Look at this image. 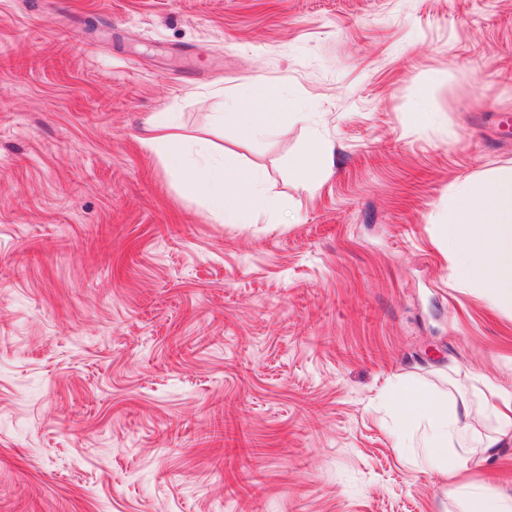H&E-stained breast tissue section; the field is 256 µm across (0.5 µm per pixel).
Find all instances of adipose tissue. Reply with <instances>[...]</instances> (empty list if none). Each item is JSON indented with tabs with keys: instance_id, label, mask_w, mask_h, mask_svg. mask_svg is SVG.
Masks as SVG:
<instances>
[{
	"instance_id": "adipose-tissue-1",
	"label": "adipose tissue",
	"mask_w": 512,
	"mask_h": 512,
	"mask_svg": "<svg viewBox=\"0 0 512 512\" xmlns=\"http://www.w3.org/2000/svg\"><path fill=\"white\" fill-rule=\"evenodd\" d=\"M238 98L239 109L229 118L252 137L271 138L287 130L283 96L275 87L245 84ZM143 143L177 176L182 194L202 201L219 223L247 224L254 214L278 207L263 188L261 171L227 172L209 141L188 138L175 117L153 120ZM330 154L329 146L311 140L306 151L289 161L296 180L307 187L320 184ZM439 236L459 279L479 284L491 303L512 305V167L455 184ZM391 404L398 421H422L423 430L407 455L432 474L454 478L451 499L459 512H512V494L464 478L469 464L486 462L512 441V395L494 388L486 392L483 408L494 423L487 433L472 426L467 399H448L414 381L399 384Z\"/></svg>"
}]
</instances>
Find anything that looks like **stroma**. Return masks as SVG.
Here are the masks:
<instances>
[{
  "label": "stroma",
  "instance_id": "35a3bbf8",
  "mask_svg": "<svg viewBox=\"0 0 512 512\" xmlns=\"http://www.w3.org/2000/svg\"><path fill=\"white\" fill-rule=\"evenodd\" d=\"M253 81L309 122L216 123ZM162 115L280 210L184 197ZM507 166L512 0H0V512H447L387 399L512 393V306L438 242ZM331 148L317 139H312L306 151L289 159L296 180L306 187H315L328 173Z\"/></svg>",
  "mask_w": 512,
  "mask_h": 512
}]
</instances>
